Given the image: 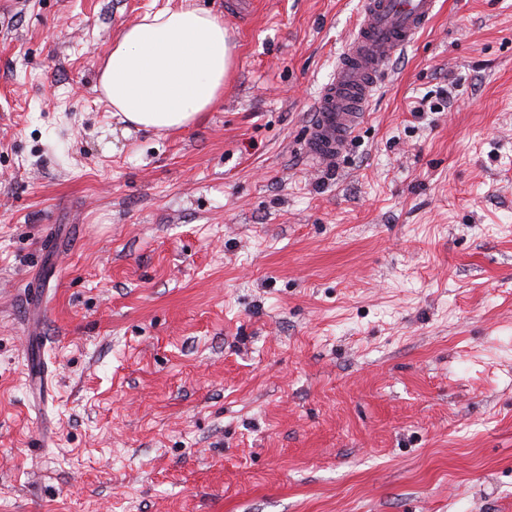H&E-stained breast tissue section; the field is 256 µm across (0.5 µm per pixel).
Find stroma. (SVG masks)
<instances>
[{
  "mask_svg": "<svg viewBox=\"0 0 512 512\" xmlns=\"http://www.w3.org/2000/svg\"><path fill=\"white\" fill-rule=\"evenodd\" d=\"M182 3L0 0V512H512V0H442L330 167L359 0H192L220 103L125 124ZM234 48L224 20L209 10L148 12L112 44L101 86L124 122L155 130L185 127L222 99Z\"/></svg>",
  "mask_w": 512,
  "mask_h": 512,
  "instance_id": "stroma-1",
  "label": "stroma"
}]
</instances>
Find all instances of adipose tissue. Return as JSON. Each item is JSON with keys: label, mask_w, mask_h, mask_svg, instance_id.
<instances>
[{"label": "adipose tissue", "mask_w": 512, "mask_h": 512, "mask_svg": "<svg viewBox=\"0 0 512 512\" xmlns=\"http://www.w3.org/2000/svg\"><path fill=\"white\" fill-rule=\"evenodd\" d=\"M234 48L223 19L211 11L148 12L114 41L101 86L123 121L155 130L185 127L220 102Z\"/></svg>", "instance_id": "adipose-tissue-1"}]
</instances>
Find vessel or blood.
Instances as JSON below:
<instances>
[{
    "mask_svg": "<svg viewBox=\"0 0 512 512\" xmlns=\"http://www.w3.org/2000/svg\"><path fill=\"white\" fill-rule=\"evenodd\" d=\"M438 0H361L344 55L314 102L303 140L318 166L335 163L362 125L384 66L415 44L436 14Z\"/></svg>",
    "mask_w": 512,
    "mask_h": 512,
    "instance_id": "b4317fda",
    "label": "vessel or blood"
}]
</instances>
